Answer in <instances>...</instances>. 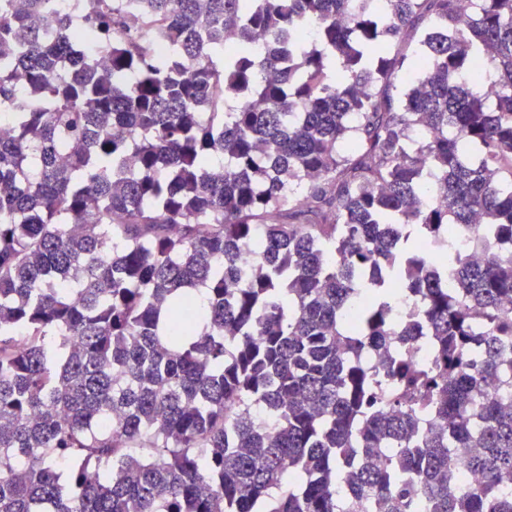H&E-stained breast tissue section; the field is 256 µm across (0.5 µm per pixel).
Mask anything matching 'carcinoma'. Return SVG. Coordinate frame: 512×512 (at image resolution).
<instances>
[{"label":"carcinoma","instance_id":"obj_1","mask_svg":"<svg viewBox=\"0 0 512 512\" xmlns=\"http://www.w3.org/2000/svg\"><path fill=\"white\" fill-rule=\"evenodd\" d=\"M47 2L0 12V512H512V0H91L95 63ZM427 337L413 336L412 341L404 346L406 358L413 365H422L430 359L433 350Z\"/></svg>","mask_w":512,"mask_h":512}]
</instances>
